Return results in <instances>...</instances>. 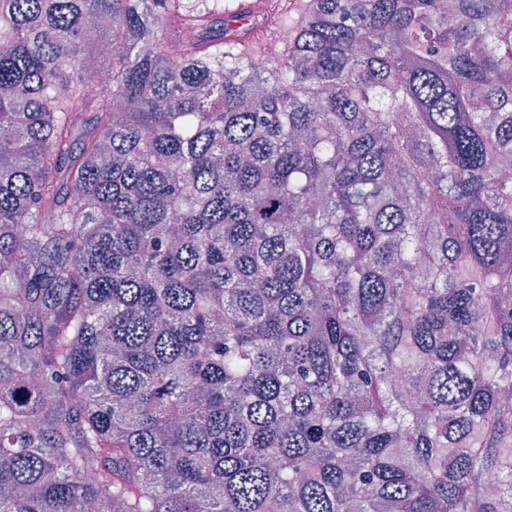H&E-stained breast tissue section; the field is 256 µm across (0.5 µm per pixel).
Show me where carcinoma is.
Masks as SVG:
<instances>
[{
	"label": "carcinoma",
	"mask_w": 512,
	"mask_h": 512,
	"mask_svg": "<svg viewBox=\"0 0 512 512\" xmlns=\"http://www.w3.org/2000/svg\"><path fill=\"white\" fill-rule=\"evenodd\" d=\"M218 2L0 0V512H512V0Z\"/></svg>",
	"instance_id": "1"
}]
</instances>
